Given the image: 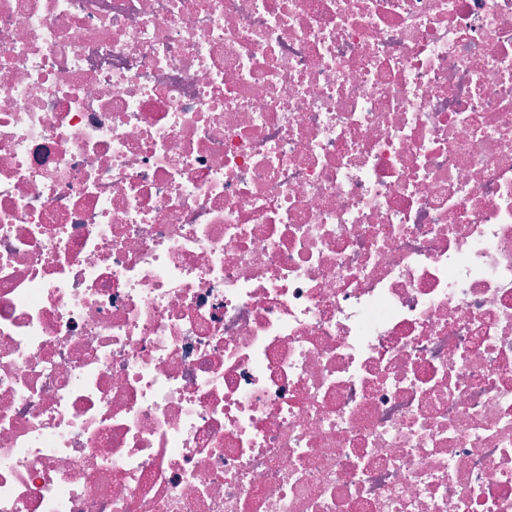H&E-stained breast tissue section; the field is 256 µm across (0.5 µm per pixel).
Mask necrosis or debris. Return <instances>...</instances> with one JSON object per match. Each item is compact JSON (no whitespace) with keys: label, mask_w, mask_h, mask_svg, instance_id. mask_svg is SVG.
<instances>
[{"label":"necrosis or debris","mask_w":512,"mask_h":512,"mask_svg":"<svg viewBox=\"0 0 512 512\" xmlns=\"http://www.w3.org/2000/svg\"><path fill=\"white\" fill-rule=\"evenodd\" d=\"M0 512H512V0H0Z\"/></svg>","instance_id":"obj_1"}]
</instances>
